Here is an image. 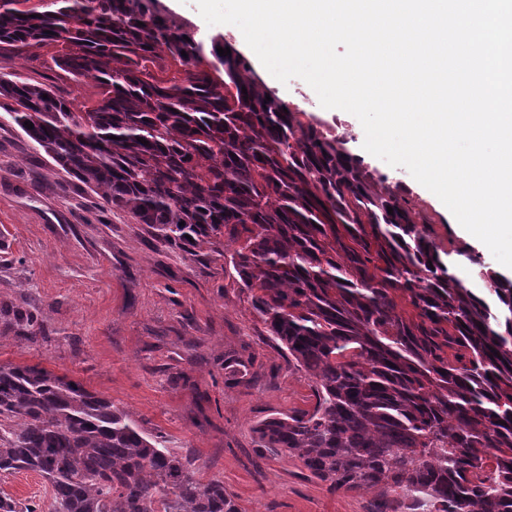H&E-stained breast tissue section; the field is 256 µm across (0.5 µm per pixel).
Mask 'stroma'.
<instances>
[{"instance_id":"stroma-1","label":"stroma","mask_w":512,"mask_h":512,"mask_svg":"<svg viewBox=\"0 0 512 512\" xmlns=\"http://www.w3.org/2000/svg\"><path fill=\"white\" fill-rule=\"evenodd\" d=\"M160 4L204 41H235L234 25H207L195 0ZM55 54L49 45L0 56V73L52 82L66 97L95 102L97 81L71 82ZM253 67L269 90L400 182L430 222L439 251L456 240L512 279V269L470 241L405 168L364 150L354 115L321 107L302 79L283 84L261 62ZM0 230L9 244L0 252V305L27 297L43 322L35 339L0 338L1 364L36 365L111 400L194 459L202 480L222 479L240 512H372L378 489L332 488L257 442L252 428L259 420L312 408L313 381L289 367L223 253L205 243L189 256L158 244L146 225L70 180L8 122L0 123ZM233 356L241 366L226 367Z\"/></svg>"}]
</instances>
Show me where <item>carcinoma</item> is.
Wrapping results in <instances>:
<instances>
[{
    "label": "carcinoma",
    "mask_w": 512,
    "mask_h": 512,
    "mask_svg": "<svg viewBox=\"0 0 512 512\" xmlns=\"http://www.w3.org/2000/svg\"><path fill=\"white\" fill-rule=\"evenodd\" d=\"M42 2L0 0V54L52 44L56 67L94 77L102 98L77 107L1 74L10 122L161 245H234L256 316L316 399L257 422L258 442L333 487L378 488L374 512H512V280L451 243L487 296L467 287L400 184L157 0ZM3 325L41 328L23 301ZM21 472L48 482L47 512H239L223 480L201 482L112 401L0 364V476ZM0 512L40 510L0 489Z\"/></svg>",
    "instance_id": "cac0c4a2"
}]
</instances>
